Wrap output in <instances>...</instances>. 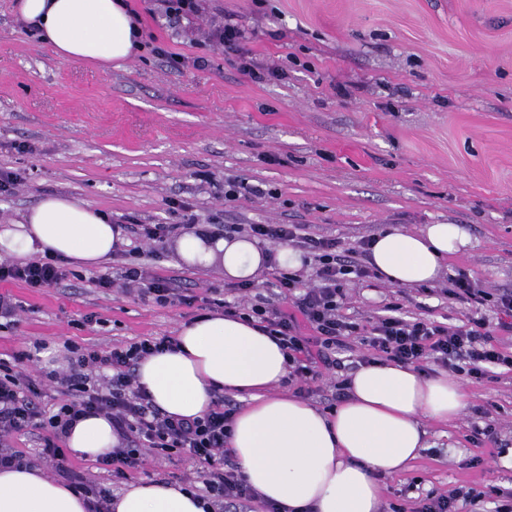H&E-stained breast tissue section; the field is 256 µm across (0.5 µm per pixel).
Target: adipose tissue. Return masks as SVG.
Wrapping results in <instances>:
<instances>
[{"label":"adipose tissue","mask_w":512,"mask_h":512,"mask_svg":"<svg viewBox=\"0 0 512 512\" xmlns=\"http://www.w3.org/2000/svg\"><path fill=\"white\" fill-rule=\"evenodd\" d=\"M23 24H36L59 59L117 66L142 46L141 30L124 0H22ZM460 224L398 227L378 233L370 261L396 286L430 283L444 274L449 255L468 246ZM120 225L89 203L49 194L21 219L0 228V249L26 257L48 253L93 267L126 246ZM182 262L216 267L230 282H250L279 264L300 269L299 252L270 254L247 235L222 236L194 226L174 242ZM179 348L152 355L137 380L168 414L195 418L212 407L214 391L242 399L228 440L247 483L280 512H380L385 478L405 470L424 447L422 419H457L467 404L463 385L447 374L432 377L413 367L375 361L349 380L347 398L321 411L280 391L288 355L258 323L221 313L179 327ZM77 456L97 459L120 444L104 416L79 420L64 439ZM88 497L40 470L0 469V512H89ZM109 512H204L193 492L162 479L129 483Z\"/></svg>","instance_id":"adipose-tissue-1"}]
</instances>
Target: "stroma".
<instances>
[{"label":"stroma","mask_w":512,"mask_h":512,"mask_svg":"<svg viewBox=\"0 0 512 512\" xmlns=\"http://www.w3.org/2000/svg\"><path fill=\"white\" fill-rule=\"evenodd\" d=\"M16 2L0 0V169L22 181L0 196V226L48 194L116 222L300 224L350 245L389 224H461L471 243L449 257V277L512 289V0H208L210 13L244 28L255 64L286 69L264 84L238 54L191 44L182 25L146 14L143 0L130 2L145 34L205 57V67L175 71L147 50L106 70L62 61L17 22ZM230 184L238 192L228 198ZM173 200L188 211H171ZM129 261L198 302L161 306L96 286ZM224 285L221 270L182 263L169 238L73 267L55 287L11 284L22 311L0 326V362L35 352L23 364L34 376L63 366L73 344L107 351L176 335L210 313L207 289ZM447 286L353 280L342 313L363 325L397 304L449 327L482 316L512 352L493 308L450 299ZM457 378L466 407L449 423L424 420L426 447L385 478L382 512L461 486L476 497L460 512H495L485 488L512 494V370ZM488 423L498 445L474 443L473 426Z\"/></svg>","instance_id":"stroma-1"}]
</instances>
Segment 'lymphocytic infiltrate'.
Segmentation results:
<instances>
[{
    "label": "lymphocytic infiltrate",
    "instance_id": "obj_1",
    "mask_svg": "<svg viewBox=\"0 0 512 512\" xmlns=\"http://www.w3.org/2000/svg\"><path fill=\"white\" fill-rule=\"evenodd\" d=\"M233 230L247 232L262 243L294 244L312 257L310 283H302L299 275L288 273L276 279L281 294L291 300L292 312L263 301L252 305L241 302L234 307L223 299L215 302L225 314L258 319L268 334L278 340L288 354L289 380L306 384L322 377L324 372L335 371L341 365L337 353L348 348L352 335L358 336L360 345L366 349L360 357L364 363L376 357L419 369L431 362L445 368L463 367L476 378L490 375L498 366L512 369V354H504L489 344L484 324L478 320L457 328L399 315L380 316L362 327L347 322L341 313L342 283L350 275L371 276L372 270L365 262L369 240L346 248L339 239L301 233L296 224H237ZM65 277V269L51 258L25 263L0 261V284L47 288L59 285ZM98 285H116L128 295H151L160 303L176 301L189 305L194 301L183 289L151 276L141 267L125 268L116 281L100 278ZM447 294L471 306L493 302L501 316L500 330L512 333V290L495 294L460 274L451 278ZM305 327L310 329V336L302 335ZM176 345L175 338L164 336L116 345L104 353L71 346L65 369L40 372L42 378L65 390L64 399L49 414L39 405L36 381L25 372L0 363V467L23 464V456L11 445L16 435L42 431L37 462L52 464L61 476L90 495L92 512H106L111 488L85 484L80 475L70 470L61 446L74 422L86 414L100 413L111 420L123 439L121 448L99 461L113 478L124 479L139 472L150 454L175 453L195 467L204 512H233L237 506L253 502L256 493L238 472L227 448L235 406L220 395L213 409L203 417L177 418L156 407L137 382L139 361L173 350Z\"/></svg>",
    "mask_w": 512,
    "mask_h": 512
}]
</instances>
